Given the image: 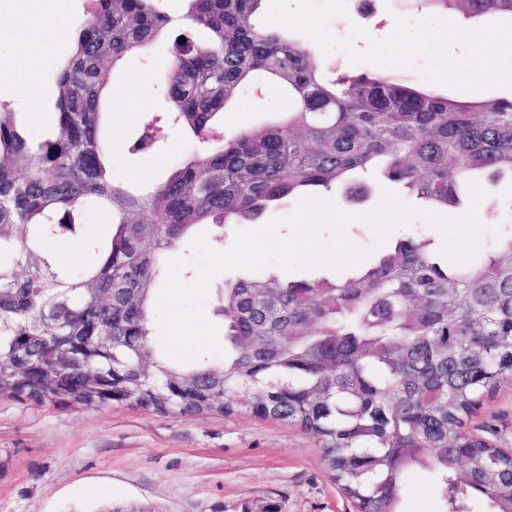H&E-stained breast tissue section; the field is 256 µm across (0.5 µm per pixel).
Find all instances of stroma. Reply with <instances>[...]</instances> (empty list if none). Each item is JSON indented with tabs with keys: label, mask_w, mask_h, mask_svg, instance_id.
Here are the masks:
<instances>
[{
	"label": "stroma",
	"mask_w": 512,
	"mask_h": 512,
	"mask_svg": "<svg viewBox=\"0 0 512 512\" xmlns=\"http://www.w3.org/2000/svg\"><path fill=\"white\" fill-rule=\"evenodd\" d=\"M50 2L57 27L46 48L24 23L23 0H0V69L25 74L0 81V110L17 113L29 138L44 136L52 123L60 66L89 7L87 0ZM347 10L330 23L340 38L356 23L381 39L394 15L414 14L410 0H375L369 13L349 0ZM173 51V37L154 41L147 58L126 57L104 77L112 177L138 191L162 181L193 147L190 133L163 124L151 152L134 148L144 124L166 107L158 78ZM289 109L281 90L265 85L225 110L224 135L282 119ZM485 191L478 208L484 253L494 248L496 231L512 229V181ZM466 428L512 448V378L482 399ZM117 503L138 512H353L316 436L295 424L246 411L175 417L126 404L58 408L0 397V512H106ZM399 509L443 512L432 471H407Z\"/></svg>",
	"instance_id": "1"
}]
</instances>
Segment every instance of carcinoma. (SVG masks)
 <instances>
[{"label":"carcinoma","mask_w":512,"mask_h":512,"mask_svg":"<svg viewBox=\"0 0 512 512\" xmlns=\"http://www.w3.org/2000/svg\"><path fill=\"white\" fill-rule=\"evenodd\" d=\"M58 76L60 112L33 151L0 112V395L60 407L125 403L162 415L242 410L317 435L357 512H399L405 472H435L449 512L481 495L512 512V454L464 430L479 399L512 377V230L461 268L428 239H403L341 280L224 283L223 360L163 356L153 329L165 256L197 226L256 222L271 205L345 186L379 167L454 212L479 174L512 177V98L460 101L361 73L332 82L303 45L251 22L266 0H192L160 80L167 119L205 145L146 195L112 179L103 75L172 28L156 0H89ZM506 16L512 0H423ZM212 33L196 43L186 31ZM261 76L293 107L280 124L224 138L218 116ZM157 117L135 149L156 144ZM103 214L109 232L89 230ZM96 256L71 274L48 249ZM148 365L152 376L145 377Z\"/></svg>","instance_id":"cac0c4a2"}]
</instances>
